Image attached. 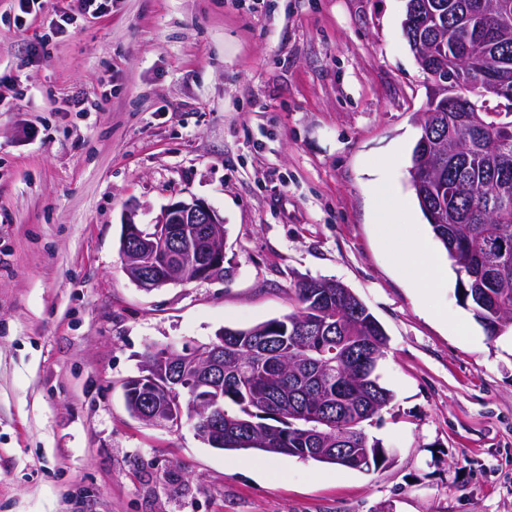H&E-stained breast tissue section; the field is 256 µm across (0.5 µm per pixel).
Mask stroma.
Masks as SVG:
<instances>
[{
    "instance_id": "35a3bbf8",
    "label": "stroma",
    "mask_w": 512,
    "mask_h": 512,
    "mask_svg": "<svg viewBox=\"0 0 512 512\" xmlns=\"http://www.w3.org/2000/svg\"><path fill=\"white\" fill-rule=\"evenodd\" d=\"M69 8L0 0V512H512V334L456 273L420 295L404 275L447 261L409 184L429 80L406 0H109L58 31ZM190 197L223 216L231 275L141 290L126 208L149 225ZM302 277L387 333L395 399L366 432L390 462L224 452L129 414L148 351L287 315Z\"/></svg>"
}]
</instances>
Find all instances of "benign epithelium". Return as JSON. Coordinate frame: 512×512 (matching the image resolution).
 Returning a JSON list of instances; mask_svg holds the SVG:
<instances>
[{
    "label": "benign epithelium",
    "mask_w": 512,
    "mask_h": 512,
    "mask_svg": "<svg viewBox=\"0 0 512 512\" xmlns=\"http://www.w3.org/2000/svg\"><path fill=\"white\" fill-rule=\"evenodd\" d=\"M461 77V67L449 64L433 76L430 96L443 98L458 112L469 111V106L455 94ZM475 89L489 112L501 111V100L512 99L511 91L485 77L477 80ZM135 215L136 206L132 205L122 222L120 255L127 276L138 287L152 291L170 283L207 281L223 274L224 218L207 203L194 197L174 201L155 223L146 227L135 222ZM217 336L218 341L198 351L185 347L178 355L169 349L151 355L144 364V374L134 378L133 384L151 389L156 379L172 375L176 363L184 374L211 369L215 358H224V331ZM165 393L168 405L142 409L136 419L169 429L180 427L186 417L198 427L220 425L221 419L214 415L213 401L203 385H172ZM184 395L185 402L181 401Z\"/></svg>",
    "instance_id": "obj_1"
}]
</instances>
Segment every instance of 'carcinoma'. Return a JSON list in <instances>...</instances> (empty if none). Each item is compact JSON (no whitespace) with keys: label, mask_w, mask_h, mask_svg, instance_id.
Here are the masks:
<instances>
[{"label":"carcinoma","mask_w":512,"mask_h":512,"mask_svg":"<svg viewBox=\"0 0 512 512\" xmlns=\"http://www.w3.org/2000/svg\"><path fill=\"white\" fill-rule=\"evenodd\" d=\"M492 0H416V20L403 29L407 44L423 40L434 72L454 59L492 74L512 89V26L490 19L468 43L455 44L448 31H466ZM420 137L408 167L409 183L435 239L458 276L463 305L495 338L512 327V207L487 209V201L512 193V112L500 119L478 113L463 121L444 101L427 103ZM296 309L246 328H224V379L211 394L224 413V426L209 436L224 451L255 450L368 472L388 460L365 425L394 400L369 355L379 360L387 347L384 327L358 296L332 279H302L294 288ZM358 341L336 375H325L313 359L336 357L342 336ZM267 354L252 357L259 342ZM326 423L321 438L311 434L306 415ZM352 455L332 452L336 442ZM324 452L314 453L312 449Z\"/></svg>","instance_id":"carcinoma-1"}]
</instances>
